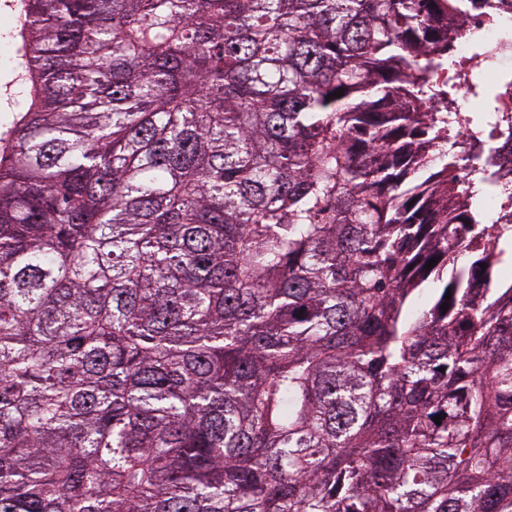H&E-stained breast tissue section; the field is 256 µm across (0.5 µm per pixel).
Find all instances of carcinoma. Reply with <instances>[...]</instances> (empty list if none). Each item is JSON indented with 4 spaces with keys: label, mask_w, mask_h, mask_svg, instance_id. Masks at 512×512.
I'll list each match as a JSON object with an SVG mask.
<instances>
[{
    "label": "carcinoma",
    "mask_w": 512,
    "mask_h": 512,
    "mask_svg": "<svg viewBox=\"0 0 512 512\" xmlns=\"http://www.w3.org/2000/svg\"><path fill=\"white\" fill-rule=\"evenodd\" d=\"M478 4L23 0L0 512H512Z\"/></svg>",
    "instance_id": "cac0c4a2"
}]
</instances>
